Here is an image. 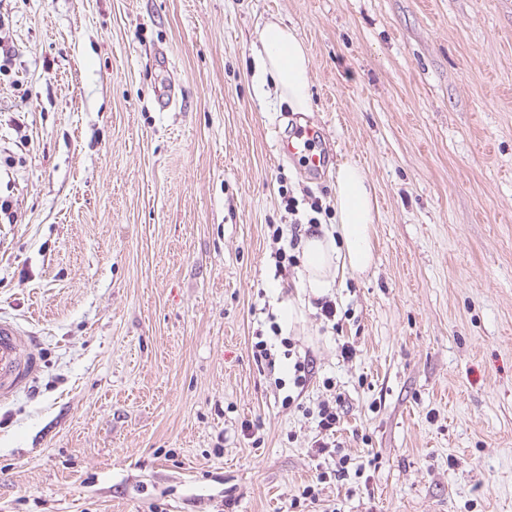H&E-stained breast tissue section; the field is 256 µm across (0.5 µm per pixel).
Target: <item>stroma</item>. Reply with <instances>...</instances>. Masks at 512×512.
Masks as SVG:
<instances>
[{
    "instance_id": "1",
    "label": "stroma",
    "mask_w": 512,
    "mask_h": 512,
    "mask_svg": "<svg viewBox=\"0 0 512 512\" xmlns=\"http://www.w3.org/2000/svg\"><path fill=\"white\" fill-rule=\"evenodd\" d=\"M270 19L310 112L255 87ZM302 126L322 170L278 150ZM345 161L379 217L331 326L272 231L332 224ZM0 318L41 359L0 512H512V0H0ZM336 392L343 481L312 449Z\"/></svg>"
}]
</instances>
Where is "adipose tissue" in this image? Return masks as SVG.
<instances>
[{
  "mask_svg": "<svg viewBox=\"0 0 512 512\" xmlns=\"http://www.w3.org/2000/svg\"><path fill=\"white\" fill-rule=\"evenodd\" d=\"M251 50L259 83L272 84L290 111H310V57L295 30L275 20L266 22ZM334 210L335 231L302 243L300 286L316 297L345 272L364 273L374 262L370 231L379 210L375 190L359 165L338 166Z\"/></svg>",
  "mask_w": 512,
  "mask_h": 512,
  "instance_id": "1",
  "label": "adipose tissue"
}]
</instances>
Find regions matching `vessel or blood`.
Returning a JSON list of instances; mask_svg holds the SVG:
<instances>
[{"instance_id": "1", "label": "vessel or blood", "mask_w": 512, "mask_h": 512, "mask_svg": "<svg viewBox=\"0 0 512 512\" xmlns=\"http://www.w3.org/2000/svg\"><path fill=\"white\" fill-rule=\"evenodd\" d=\"M315 128H303L300 135L289 140L285 148L288 153L304 157L310 168L318 170L324 164V158L315 153L312 141L316 136ZM39 370V359L24 332L8 321L0 320V401L12 396L23 380L34 379Z\"/></svg>"}]
</instances>
